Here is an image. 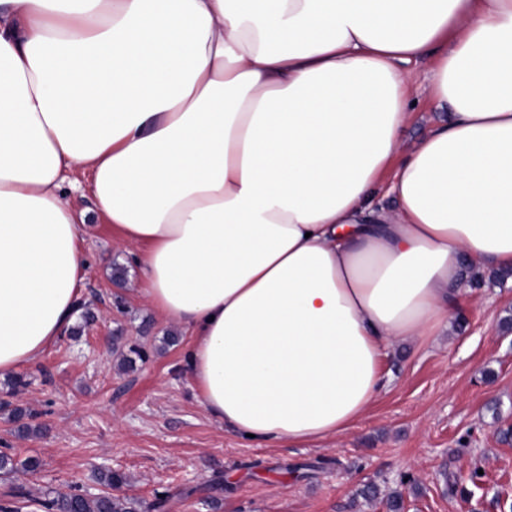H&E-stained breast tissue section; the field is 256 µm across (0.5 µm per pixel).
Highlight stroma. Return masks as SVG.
Listing matches in <instances>:
<instances>
[{"instance_id": "stroma-1", "label": "stroma", "mask_w": 512, "mask_h": 512, "mask_svg": "<svg viewBox=\"0 0 512 512\" xmlns=\"http://www.w3.org/2000/svg\"><path fill=\"white\" fill-rule=\"evenodd\" d=\"M64 192L92 230L80 286L82 316L35 362L25 385L0 379V451L36 472H0V505L38 512L37 500L81 486L101 493L96 468L128 476L124 496L169 497L167 512H386L402 492L404 512H512V279L492 268L463 286L464 323L427 345H397L384 360L388 384L348 432L315 445L248 444L200 406L184 368L188 336L137 292L131 252L101 217L89 176ZM123 272L112 278L113 268ZM137 347L144 358L121 365ZM36 417L19 435L15 409ZM483 476L471 481L473 468ZM378 496L366 500L364 486Z\"/></svg>"}]
</instances>
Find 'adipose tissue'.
I'll use <instances>...</instances> for the list:
<instances>
[{"label": "adipose tissue", "instance_id": "1", "mask_svg": "<svg viewBox=\"0 0 512 512\" xmlns=\"http://www.w3.org/2000/svg\"><path fill=\"white\" fill-rule=\"evenodd\" d=\"M426 60L449 112L409 143ZM77 169L203 409L335 438L462 262L512 268V0H0V377L77 315Z\"/></svg>", "mask_w": 512, "mask_h": 512}]
</instances>
